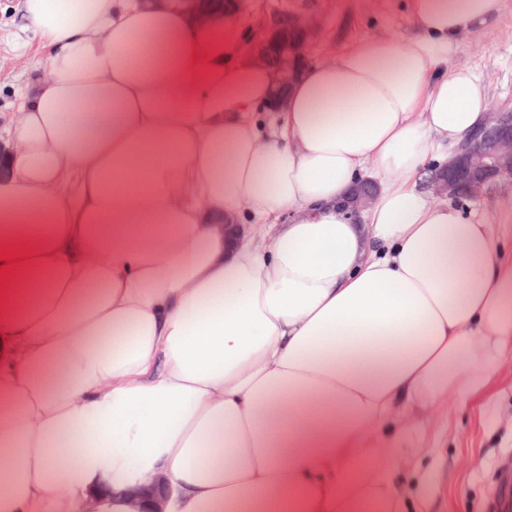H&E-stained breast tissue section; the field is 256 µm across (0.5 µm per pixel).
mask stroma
<instances>
[{
    "mask_svg": "<svg viewBox=\"0 0 512 512\" xmlns=\"http://www.w3.org/2000/svg\"><path fill=\"white\" fill-rule=\"evenodd\" d=\"M403 0H317L320 18L315 60L335 59L367 36L412 37L414 29ZM46 52L27 31L22 0H0V122L18 110V89L48 78ZM449 67L467 68L481 79L489 111L512 109V0H501L498 13L478 31L460 37ZM470 208L492 230L512 215V182L493 187ZM448 432L439 439L425 468L423 487L403 470L402 496H425L429 512H481L500 456L512 453V360L501 363L494 378L467 399L449 395L440 409Z\"/></svg>",
    "mask_w": 512,
    "mask_h": 512,
    "instance_id": "obj_1",
    "label": "stroma"
}]
</instances>
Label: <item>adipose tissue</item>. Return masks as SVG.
I'll return each instance as SVG.
<instances>
[{
  "instance_id": "ef3b65f1",
  "label": "adipose tissue",
  "mask_w": 512,
  "mask_h": 512,
  "mask_svg": "<svg viewBox=\"0 0 512 512\" xmlns=\"http://www.w3.org/2000/svg\"><path fill=\"white\" fill-rule=\"evenodd\" d=\"M499 4L407 0L416 37L307 65L273 134L243 0H25L51 75L0 130V512L400 508L406 438L512 358V226L417 186L485 120L448 60ZM375 191V185L368 180L362 181L351 189L346 201V209L351 218L361 219V213L371 205Z\"/></svg>"
}]
</instances>
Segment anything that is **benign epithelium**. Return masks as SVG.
I'll list each match as a JSON object with an SVG mask.
<instances>
[{
    "label": "benign epithelium",
    "mask_w": 512,
    "mask_h": 512,
    "mask_svg": "<svg viewBox=\"0 0 512 512\" xmlns=\"http://www.w3.org/2000/svg\"><path fill=\"white\" fill-rule=\"evenodd\" d=\"M253 15L258 27L252 38L254 58H275L274 93L282 100L296 79L299 66L311 59L318 17L295 0H276ZM512 177V110L488 113L485 122L454 149L450 161L432 179L439 197L455 198L464 193L473 198ZM376 191L365 180L355 185L346 201L353 219H361Z\"/></svg>",
    "instance_id": "1"
}]
</instances>
